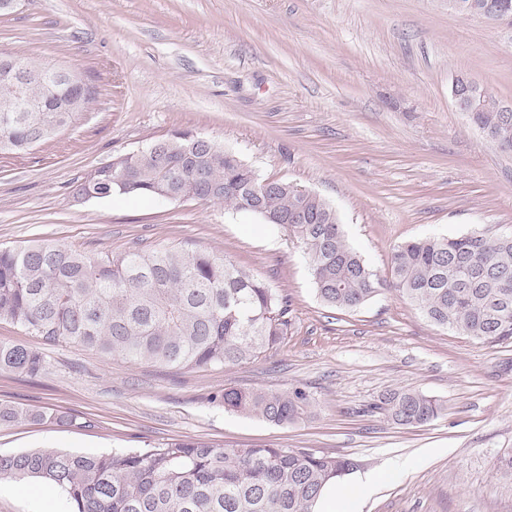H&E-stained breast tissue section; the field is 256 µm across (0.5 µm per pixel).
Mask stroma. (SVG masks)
<instances>
[{"label":"stroma","mask_w":512,"mask_h":512,"mask_svg":"<svg viewBox=\"0 0 512 512\" xmlns=\"http://www.w3.org/2000/svg\"><path fill=\"white\" fill-rule=\"evenodd\" d=\"M88 76L98 95L53 140L0 157V246L54 241L99 256L208 250L286 295L288 334L257 360L168 371L46 345L0 323V345L40 348L45 369L0 371V402L73 418L0 424V453H112L175 439L342 455L356 475L404 464L357 512H512V340L481 344L430 324L387 288L355 311L317 298L301 251L250 213L195 200L74 187L112 157L177 131L236 149L260 177L318 193L381 280L400 242L512 234V151L452 100L465 75L512 107V24L448 0H23L0 15V52ZM304 386L316 407L275 426L225 412L227 387ZM440 400L401 429L374 404L394 389ZM0 512H69L58 490L0 481Z\"/></svg>","instance_id":"obj_1"}]
</instances>
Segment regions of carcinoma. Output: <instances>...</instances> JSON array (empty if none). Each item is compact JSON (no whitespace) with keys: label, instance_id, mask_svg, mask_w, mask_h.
<instances>
[{"label":"carcinoma","instance_id":"carcinoma-1","mask_svg":"<svg viewBox=\"0 0 512 512\" xmlns=\"http://www.w3.org/2000/svg\"><path fill=\"white\" fill-rule=\"evenodd\" d=\"M39 98L46 112H0V154L49 140L72 122L64 111L72 89L64 80L23 90L0 82V105L18 94ZM473 121L512 150V114L488 108ZM100 193L167 201L197 200L235 211L257 196L258 219L302 245L316 295L329 308L355 311L393 288L431 324L481 343L512 338V235L471 232L399 243L392 280L381 281L347 243L335 209L312 191L258 178L238 151L177 132L102 165L75 195ZM288 297L223 256L161 246L88 257L44 241L0 248V322L45 344H75L129 362L196 369L258 358L288 334ZM42 353L26 344L0 345V371L36 377ZM224 410L274 425L307 417L315 407L304 387L285 391L226 387ZM395 425L435 421L443 405L416 390H394L376 405ZM49 420L0 403V424ZM349 459L305 448H216L173 440L158 448L111 455L55 449L0 454V479H33L65 495L70 512H314Z\"/></svg>","mask_w":512,"mask_h":512}]
</instances>
